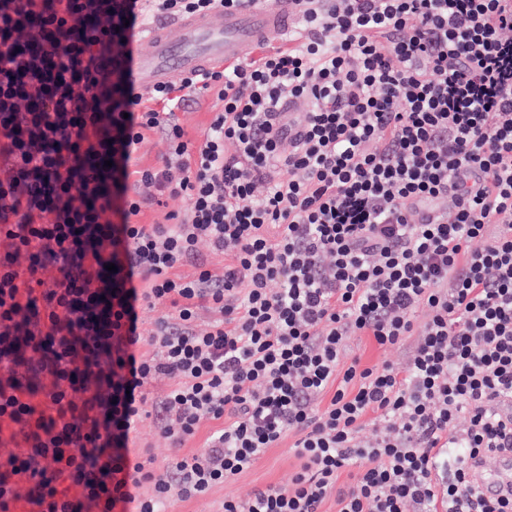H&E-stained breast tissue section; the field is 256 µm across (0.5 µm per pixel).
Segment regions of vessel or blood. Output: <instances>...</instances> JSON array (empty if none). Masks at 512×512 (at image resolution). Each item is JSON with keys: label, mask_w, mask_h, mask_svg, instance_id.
Returning <instances> with one entry per match:
<instances>
[{"label": "vessel or blood", "mask_w": 512, "mask_h": 512, "mask_svg": "<svg viewBox=\"0 0 512 512\" xmlns=\"http://www.w3.org/2000/svg\"><path fill=\"white\" fill-rule=\"evenodd\" d=\"M297 16L296 0H244L233 11L180 17L181 40L164 26L142 32L132 60L140 82L154 85L240 59L269 33L289 31ZM473 475L484 497L512 493V452L499 451L494 469L475 465Z\"/></svg>", "instance_id": "vessel-or-blood-1"}]
</instances>
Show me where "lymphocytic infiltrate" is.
I'll list each match as a JSON object with an SVG mask.
<instances>
[{
	"label": "lymphocytic infiltrate",
	"mask_w": 512,
	"mask_h": 512,
	"mask_svg": "<svg viewBox=\"0 0 512 512\" xmlns=\"http://www.w3.org/2000/svg\"><path fill=\"white\" fill-rule=\"evenodd\" d=\"M241 2L0 0V512L23 485L34 512H168L290 434L288 486L223 512H512L469 466L512 450V0H298L291 44L150 98L114 69L140 26ZM212 91L192 144L174 112ZM294 99L311 109L292 138L275 112ZM155 132L180 164L131 170ZM132 176L186 213L134 223ZM203 240L235 247L223 279L175 276ZM144 302L172 308L146 334ZM354 336L417 342L367 367ZM158 374L173 447L221 424L161 473L129 448ZM173 380L167 376H156L152 380H150L145 388L144 392L147 398V409L152 410V405L155 403H160L165 400L168 395L170 389L172 388Z\"/></svg>",
	"instance_id": "f902f5d3"
}]
</instances>
